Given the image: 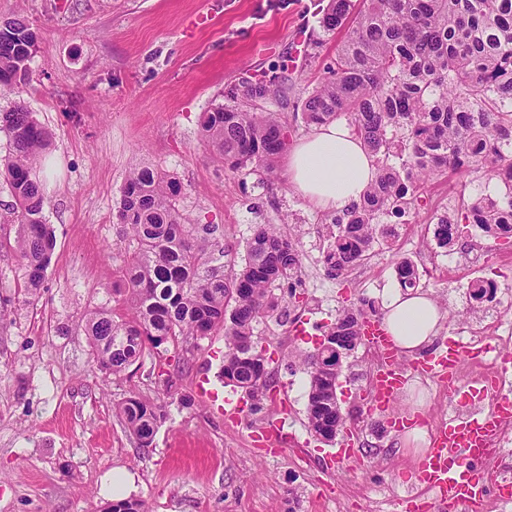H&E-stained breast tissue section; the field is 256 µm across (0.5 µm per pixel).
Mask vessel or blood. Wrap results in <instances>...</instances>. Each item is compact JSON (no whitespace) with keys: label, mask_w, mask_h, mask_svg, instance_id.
<instances>
[{"label":"vessel or blood","mask_w":512,"mask_h":512,"mask_svg":"<svg viewBox=\"0 0 512 512\" xmlns=\"http://www.w3.org/2000/svg\"><path fill=\"white\" fill-rule=\"evenodd\" d=\"M364 341L380 353L382 366L371 382L368 393L370 411L383 412L397 398L410 374L418 373L460 390L457 373L461 362L482 355L483 350L463 344L455 337L439 340L434 351L411 368H403L383 321L367 320ZM200 398L216 410L224 411L231 420L243 412L241 405L225 406L218 390L208 379L197 385ZM483 392L495 395L492 411L476 413L464 420L442 421L434 430L426 452L420 457L416 474L429 490V497L411 498L412 512H447L449 505H465L466 512H481V504L489 487L482 459L491 456L490 441L502 420L512 417V397L502 394L500 387L484 384Z\"/></svg>","instance_id":"obj_1"}]
</instances>
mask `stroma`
Returning <instances> with one entry per match:
<instances>
[{"instance_id": "stroma-1", "label": "stroma", "mask_w": 512, "mask_h": 512, "mask_svg": "<svg viewBox=\"0 0 512 512\" xmlns=\"http://www.w3.org/2000/svg\"><path fill=\"white\" fill-rule=\"evenodd\" d=\"M328 0H0V21L23 17L38 37L29 80L18 93L55 134L42 163L44 215L56 245L39 298L26 303L14 237L0 232V512H103L112 474L131 479L128 497L151 512H400L423 493L413 471L425 443L406 440L386 415L364 416L368 363L354 350L342 363L337 396L359 417L356 457L337 460L336 443L308 426L309 376L299 363L338 311L369 301L385 315L397 287V260L418 264L419 291L443 314L448 337L493 321L512 322V241L487 257L495 301L477 303L461 250L437 248L427 230L436 211L457 206L446 179L429 183L427 204L398 235L374 245L346 278L328 276L316 257L327 244L320 210L294 189L288 158L268 179L225 170L200 137L199 116L252 76L288 79L282 110L290 144L306 136L294 120L300 88L320 80L341 37L323 33ZM209 23L193 28L199 15ZM147 164L183 186L180 209L215 224L243 262L258 224H277L300 240L295 288L275 286L276 316L254 325L274 389L257 412L232 421L202 401L200 378L233 397L222 377L223 332L178 350H154L120 373L93 359L80 319L89 310H122L112 290L128 256L117 212L130 170ZM136 396L162 405L165 421L141 446L116 408ZM463 396L411 376L393 406L422 428L453 414ZM269 445L255 443L264 427Z\"/></svg>"}]
</instances>
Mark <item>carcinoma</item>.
<instances>
[{"label": "carcinoma", "mask_w": 512, "mask_h": 512, "mask_svg": "<svg viewBox=\"0 0 512 512\" xmlns=\"http://www.w3.org/2000/svg\"><path fill=\"white\" fill-rule=\"evenodd\" d=\"M320 24L345 36L326 76L305 90L301 119L307 128L345 122L377 169L360 203L324 218L336 225L325 250L328 275L347 274L374 243L393 238L389 219L419 210L434 178L460 180L462 195L468 187L463 177L481 171L502 185L436 214L439 247H453L470 225L485 232L512 225V0H330ZM35 45L24 18L0 21L1 96L25 82ZM287 91L271 81L243 80L228 90L226 103L201 115L200 135L224 167L272 172L288 144V123L261 104L281 103ZM0 135L10 145L0 178L14 199L15 247L25 295L33 300L55 247L37 173L53 134L24 102L13 100L0 108ZM181 192L174 176L149 165L130 172L117 214L129 254L121 284L128 313L99 308L84 316L92 355L101 368L118 373L147 351L222 330L224 383L245 391L258 410L272 379L253 327L276 310L273 285L298 277V242L273 224H258L244 264L226 274L215 266L216 256H229L219 226L185 217ZM365 320L361 307L343 310L319 347L300 357L309 375L308 425L327 442L345 424L336 349L355 350ZM119 412L146 447L166 417L162 406L138 397ZM111 505L112 512H148L141 499Z\"/></svg>", "instance_id": "cac0c4a2"}]
</instances>
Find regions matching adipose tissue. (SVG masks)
<instances>
[{
  "label": "adipose tissue",
  "instance_id": "adipose-tissue-1",
  "mask_svg": "<svg viewBox=\"0 0 512 512\" xmlns=\"http://www.w3.org/2000/svg\"><path fill=\"white\" fill-rule=\"evenodd\" d=\"M288 176L294 188L316 207L340 211L359 203L376 177L361 142L345 124L311 133L291 152ZM384 322L402 353H418L442 318L437 302L414 289H389Z\"/></svg>",
  "mask_w": 512,
  "mask_h": 512
}]
</instances>
